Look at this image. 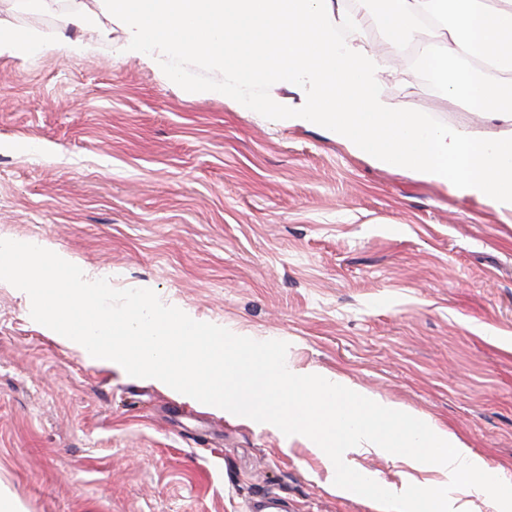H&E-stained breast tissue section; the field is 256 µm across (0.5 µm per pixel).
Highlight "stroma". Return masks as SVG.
Here are the masks:
<instances>
[{"mask_svg": "<svg viewBox=\"0 0 512 512\" xmlns=\"http://www.w3.org/2000/svg\"><path fill=\"white\" fill-rule=\"evenodd\" d=\"M0 55V238L72 254L113 288L288 343L440 423L512 478V212L395 172L326 133L186 99L118 53L123 30L55 28ZM96 37L89 56L66 54ZM385 92L492 138L512 120L431 92L388 42ZM308 443L98 366L0 281V493L21 512H373Z\"/></svg>", "mask_w": 512, "mask_h": 512, "instance_id": "35a3bbf8", "label": "stroma"}]
</instances>
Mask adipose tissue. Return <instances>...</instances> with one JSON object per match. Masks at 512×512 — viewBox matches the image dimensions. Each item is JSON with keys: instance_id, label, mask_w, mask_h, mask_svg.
Listing matches in <instances>:
<instances>
[{"instance_id": "obj_1", "label": "adipose tissue", "mask_w": 512, "mask_h": 512, "mask_svg": "<svg viewBox=\"0 0 512 512\" xmlns=\"http://www.w3.org/2000/svg\"><path fill=\"white\" fill-rule=\"evenodd\" d=\"M382 22L391 45L403 43L423 16L441 18L437 34L445 47L435 55L437 68L448 69L445 90L470 111L503 116L512 113V82L502 73L512 70V0H385ZM53 32H20L0 22V54L24 56L57 48ZM479 57L497 70V77L470 68Z\"/></svg>"}]
</instances>
